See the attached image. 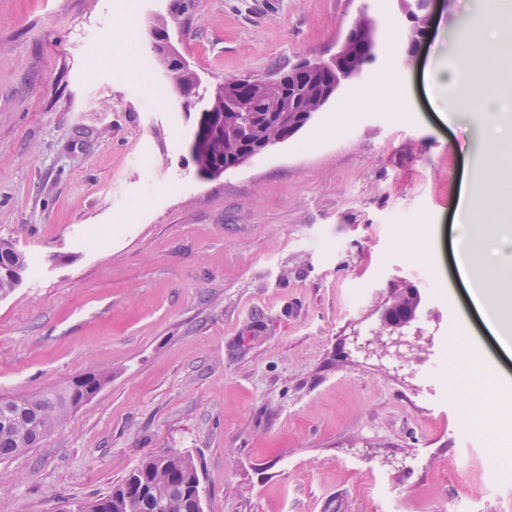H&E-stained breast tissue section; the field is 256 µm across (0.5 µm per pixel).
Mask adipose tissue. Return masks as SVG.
I'll list each match as a JSON object with an SVG mask.
<instances>
[{
  "label": "adipose tissue",
  "instance_id": "ef3b65f1",
  "mask_svg": "<svg viewBox=\"0 0 512 512\" xmlns=\"http://www.w3.org/2000/svg\"><path fill=\"white\" fill-rule=\"evenodd\" d=\"M512 26V0H482L479 10L465 23L457 24L454 43L457 54L475 75L501 69L512 53L503 43L507 27ZM429 91L443 94L445 121L468 114L476 131L474 148L483 158L486 184L482 195H475L468 182H461L454 221L463 234L456 241L458 274L468 288L474 307L503 347L512 346L506 329L512 324V217L489 207L485 199L497 195V174L504 143H512V127L503 122V107L486 85L471 84L466 96L454 93L455 74L427 69ZM496 372L488 366H475L472 376H460L449 369L448 380L461 405V420L470 423L474 409L488 407L487 425L497 433L512 428V406L498 402L493 384Z\"/></svg>",
  "mask_w": 512,
  "mask_h": 512
}]
</instances>
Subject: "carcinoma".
Returning a JSON list of instances; mask_svg holds the SVG:
<instances>
[{
  "label": "carcinoma",
  "mask_w": 512,
  "mask_h": 512,
  "mask_svg": "<svg viewBox=\"0 0 512 512\" xmlns=\"http://www.w3.org/2000/svg\"><path fill=\"white\" fill-rule=\"evenodd\" d=\"M159 65L169 68L174 88H187L192 98L200 97L201 78L187 63L177 59L156 57ZM283 106L306 97H297L294 87L283 85L271 89ZM263 128L267 138L288 137V125L278 123L272 114L230 112L224 115L216 151L222 154L224 167H234L239 150L252 146L256 127ZM0 265L29 269L28 255L13 242L0 239ZM109 380V373L79 374L67 383L43 390L18 401H0V459L17 456L37 446L51 429L61 424L82 400L98 392ZM199 475L197 466L184 454L172 448L142 461L127 472L105 496L85 503L84 512H200L194 494L198 489L189 478Z\"/></svg>",
  "instance_id": "carcinoma-1"
}]
</instances>
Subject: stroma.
<instances>
[{
    "label": "stroma",
    "mask_w": 512,
    "mask_h": 512,
    "mask_svg": "<svg viewBox=\"0 0 512 512\" xmlns=\"http://www.w3.org/2000/svg\"><path fill=\"white\" fill-rule=\"evenodd\" d=\"M205 88L330 58L360 15L375 58L297 135L213 179L149 54L154 14ZM400 0H0V239L32 258L0 300V399L112 379L0 461V512H65L162 448L198 467L204 512H512V467L461 438L459 406L422 388L452 324L512 392V354L457 277L452 209L478 180L465 123L443 125L425 68L458 67L430 29L404 65ZM397 82L391 108L359 87ZM426 226L433 263L401 243ZM419 288L383 354L391 284ZM395 305L396 301L388 297L383 305L380 321L383 331L388 332L390 347H395L396 354H401L400 347L404 345L402 340L403 329L408 327L415 320V315L410 312H405L402 314V320L399 321L398 318L394 316L393 309ZM393 335H396V337Z\"/></svg>",
    "instance_id": "obj_1"
}]
</instances>
